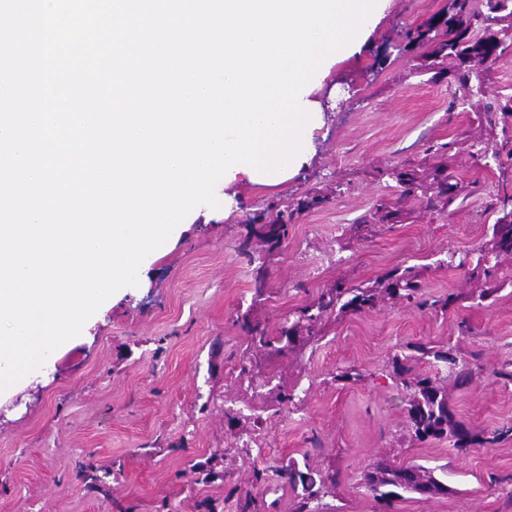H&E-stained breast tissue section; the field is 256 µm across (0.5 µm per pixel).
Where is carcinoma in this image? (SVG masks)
Instances as JSON below:
<instances>
[{
	"label": "carcinoma",
	"instance_id": "obj_1",
	"mask_svg": "<svg viewBox=\"0 0 512 512\" xmlns=\"http://www.w3.org/2000/svg\"><path fill=\"white\" fill-rule=\"evenodd\" d=\"M476 0H449L448 18L444 21L441 40L430 52L434 58H450L459 64L474 63L476 66L490 60L491 48L495 36L488 33L491 25L506 19L512 20V0H485L486 11L474 7ZM512 117V96L498 104L487 107L484 120L490 128L496 127L498 117ZM395 179L402 188L401 197L411 196L421 188L417 173L409 170L395 173ZM457 185L448 181L445 170L438 167L432 175L429 188L424 192L425 208L434 209L437 205H450L454 201ZM295 218L293 211H278L267 223L264 216L254 217L249 224L248 235L238 246L239 255L248 264L255 265L257 294L263 293L267 276V256L277 250L288 238V227ZM501 256L512 259V223L493 224L492 240L489 249L479 250V257L472 269V275L482 281L480 298L489 299L502 290V284L494 273L491 259ZM459 296L453 293L428 302L422 298V285L418 271L408 267L402 271L396 269L385 275L376 288L351 287L342 281L321 292L312 302L296 312L293 322L285 323L279 329V335L268 334L267 329L258 321L243 317V325L249 333V344L243 351L239 373L255 378L253 360L255 353L264 358L274 359L303 348L318 340L325 323L330 318L356 314L376 307L382 301L394 303L414 302L423 307L431 305L447 310L455 305ZM411 354L402 358H393V380L412 390L407 409V430L411 437L419 442L429 439L447 441L459 453H465L471 447L488 448L512 437V424L491 430L473 431L456 420L448 405V379L468 378L474 370L470 363L458 360L445 349L429 346L425 343L408 345ZM431 357L443 365L447 375L437 371L432 376L413 375L409 362L416 356ZM270 401L280 405L294 404L295 389H285L276 385L269 390ZM279 481L292 488H301L297 494L294 512H335V506L325 502L328 497L336 496L337 472H325L317 475L299 469L295 460H289L276 468ZM365 488L373 497L391 501L401 497V493L433 496L448 491L442 477L435 469L422 465L395 466L385 459L377 460L363 469ZM265 500L247 492L238 497L237 512H260Z\"/></svg>",
	"mask_w": 512,
	"mask_h": 512
}]
</instances>
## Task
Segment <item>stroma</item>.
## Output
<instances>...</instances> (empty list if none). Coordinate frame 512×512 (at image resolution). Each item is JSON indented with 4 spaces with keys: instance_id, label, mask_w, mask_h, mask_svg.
<instances>
[{
    "instance_id": "35a3bbf8",
    "label": "stroma",
    "mask_w": 512,
    "mask_h": 512,
    "mask_svg": "<svg viewBox=\"0 0 512 512\" xmlns=\"http://www.w3.org/2000/svg\"><path fill=\"white\" fill-rule=\"evenodd\" d=\"M448 0H392L362 53L339 62L313 97L323 122L314 152L276 185L238 186L230 214L205 209L182 226L125 288L16 390L0 394V512H235L253 467L310 457L339 471L342 512H512V440L456 453L413 440L408 393L389 375L411 342L453 349L478 372L450 384L449 407L472 429L512 424V259L496 268L505 286L483 300L481 282L448 264L475 256L491 237L497 196L512 189V160L474 156L485 138L479 114L512 95V30L495 24L501 48L480 89L456 101L450 61L431 64L418 32L445 19ZM448 151H441V144ZM447 168L463 189L452 205L425 209L400 199L392 175ZM322 202L311 205L312 197ZM399 205L379 223L380 204ZM295 211L271 258L263 293L236 246L257 215ZM367 230L354 233L358 221ZM415 268L425 298L454 293L448 310L399 303L326 323L319 341L276 361L279 382L300 403L278 408L235 378L247 345L243 316L277 334L285 319L336 281L370 287ZM363 381L347 383L349 368ZM250 423L237 454V421ZM376 459L447 466L448 493L377 501L361 483ZM91 466L95 484L77 479ZM216 479L204 481L203 470Z\"/></svg>"
}]
</instances>
